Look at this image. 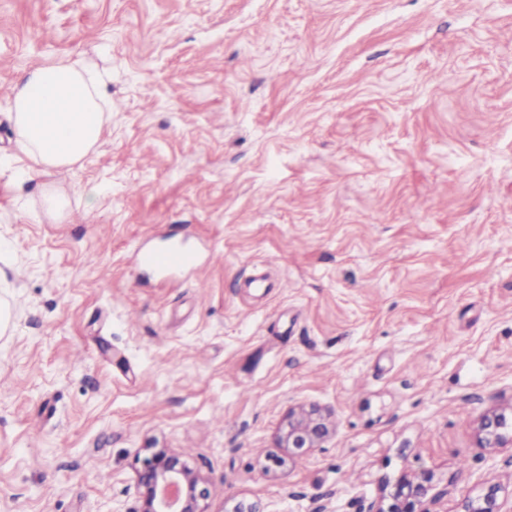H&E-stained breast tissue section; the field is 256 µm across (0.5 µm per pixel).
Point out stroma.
<instances>
[{
	"label": "stroma",
	"instance_id": "stroma-1",
	"mask_svg": "<svg viewBox=\"0 0 512 512\" xmlns=\"http://www.w3.org/2000/svg\"><path fill=\"white\" fill-rule=\"evenodd\" d=\"M68 59L112 114L38 174L11 88ZM168 237L171 283L135 253ZM1 307L0 512H138L152 448L206 512L511 492L477 427L512 400V0H0ZM302 405L336 427L296 457ZM137 256L142 263L155 268L165 278L195 263L194 251L184 242H174L155 251H144L138 247ZM334 431L330 413L317 406L290 409L278 434V448L296 455L320 448ZM435 488L434 474L430 470L405 472L388 493L391 503L387 510L379 508L368 512H431L425 507L428 500L435 501L443 495L441 491L430 494Z\"/></svg>",
	"mask_w": 512,
	"mask_h": 512
}]
</instances>
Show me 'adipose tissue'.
Returning a JSON list of instances; mask_svg holds the SVG:
<instances>
[{
  "mask_svg": "<svg viewBox=\"0 0 512 512\" xmlns=\"http://www.w3.org/2000/svg\"><path fill=\"white\" fill-rule=\"evenodd\" d=\"M22 150L42 169H68L97 144L109 106L100 80L81 62L59 61L25 72L13 89Z\"/></svg>",
  "mask_w": 512,
  "mask_h": 512,
  "instance_id": "obj_1",
  "label": "adipose tissue"
}]
</instances>
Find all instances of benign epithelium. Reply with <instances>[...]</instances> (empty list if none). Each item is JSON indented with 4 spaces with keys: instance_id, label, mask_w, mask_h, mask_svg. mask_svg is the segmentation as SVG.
<instances>
[{
    "instance_id": "1",
    "label": "benign epithelium",
    "mask_w": 512,
    "mask_h": 512,
    "mask_svg": "<svg viewBox=\"0 0 512 512\" xmlns=\"http://www.w3.org/2000/svg\"><path fill=\"white\" fill-rule=\"evenodd\" d=\"M334 431L330 413L308 406L291 409L278 434V447L296 455L320 447ZM482 448L512 449V405L483 415L478 429ZM141 506L138 512H205L207 479L193 470L182 455L160 449L141 461L136 471ZM433 472L420 469L403 473L392 485L388 508L376 512H429L426 503L443 495L435 491ZM500 486L488 481L484 494L467 498L461 512H507L499 497Z\"/></svg>"
}]
</instances>
